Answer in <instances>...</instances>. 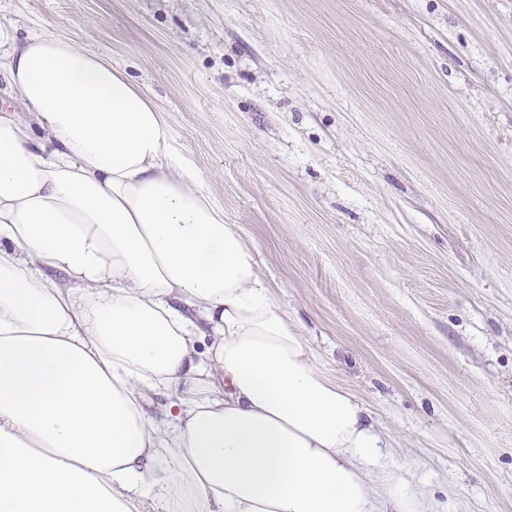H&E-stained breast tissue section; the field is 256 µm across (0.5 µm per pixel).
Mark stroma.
Segmentation results:
<instances>
[{
	"instance_id": "stroma-1",
	"label": "stroma",
	"mask_w": 512,
	"mask_h": 512,
	"mask_svg": "<svg viewBox=\"0 0 512 512\" xmlns=\"http://www.w3.org/2000/svg\"><path fill=\"white\" fill-rule=\"evenodd\" d=\"M109 56L430 512H512V0H0Z\"/></svg>"
}]
</instances>
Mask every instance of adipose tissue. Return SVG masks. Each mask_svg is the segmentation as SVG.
I'll use <instances>...</instances> for the list:
<instances>
[{
	"mask_svg": "<svg viewBox=\"0 0 512 512\" xmlns=\"http://www.w3.org/2000/svg\"><path fill=\"white\" fill-rule=\"evenodd\" d=\"M0 79V512H424L142 90L1 23Z\"/></svg>",
	"mask_w": 512,
	"mask_h": 512,
	"instance_id": "obj_1",
	"label": "adipose tissue"
}]
</instances>
